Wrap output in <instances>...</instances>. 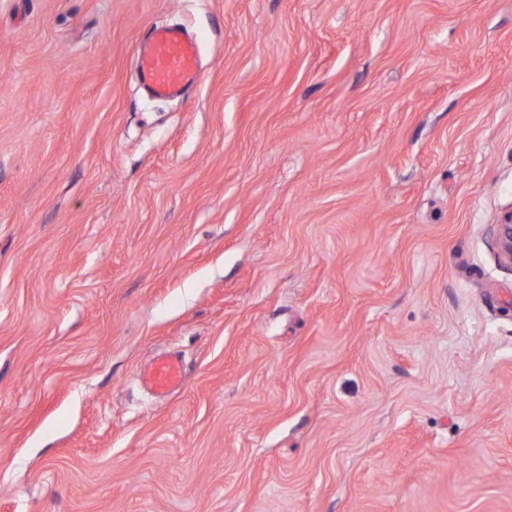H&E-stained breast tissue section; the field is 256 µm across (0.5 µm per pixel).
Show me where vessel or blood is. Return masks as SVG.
I'll use <instances>...</instances> for the list:
<instances>
[{
	"label": "vessel or blood",
	"mask_w": 512,
	"mask_h": 512,
	"mask_svg": "<svg viewBox=\"0 0 512 512\" xmlns=\"http://www.w3.org/2000/svg\"><path fill=\"white\" fill-rule=\"evenodd\" d=\"M141 79L157 99L182 96L199 79V46L195 38L175 26H158L137 48ZM142 384L156 394H167L184 382L179 357L163 354L145 366Z\"/></svg>",
	"instance_id": "obj_1"
}]
</instances>
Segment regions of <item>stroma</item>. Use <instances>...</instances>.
I'll use <instances>...</instances> for the list:
<instances>
[{
    "mask_svg": "<svg viewBox=\"0 0 512 512\" xmlns=\"http://www.w3.org/2000/svg\"><path fill=\"white\" fill-rule=\"evenodd\" d=\"M508 210L512 0H0V512H512ZM141 79L156 99L181 97L198 83L199 46L175 26H158L137 48ZM495 227V241L499 254L512 266V210L504 213ZM140 379L153 393L168 394L184 382L182 361L175 355H160L141 370Z\"/></svg>",
    "mask_w": 512,
    "mask_h": 512,
    "instance_id": "stroma-1",
    "label": "stroma"
}]
</instances>
